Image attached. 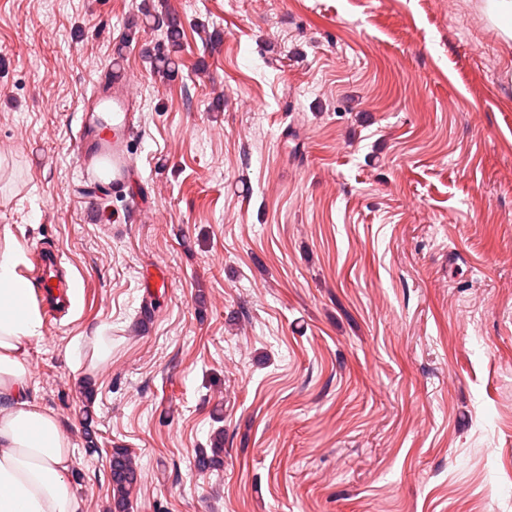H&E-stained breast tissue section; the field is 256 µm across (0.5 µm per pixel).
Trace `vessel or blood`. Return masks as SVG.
<instances>
[{
    "label": "vessel or blood",
    "instance_id": "b4317fda",
    "mask_svg": "<svg viewBox=\"0 0 512 512\" xmlns=\"http://www.w3.org/2000/svg\"><path fill=\"white\" fill-rule=\"evenodd\" d=\"M135 102L131 79L114 80L85 98L76 136L82 168L111 175L112 192L118 196L124 193L130 177V130ZM39 284L47 299L64 303L62 290L68 282L59 252H45Z\"/></svg>",
    "mask_w": 512,
    "mask_h": 512
}]
</instances>
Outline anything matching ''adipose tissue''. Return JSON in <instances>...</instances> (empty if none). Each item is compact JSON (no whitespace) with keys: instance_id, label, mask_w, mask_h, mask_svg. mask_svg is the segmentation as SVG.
<instances>
[{"instance_id":"adipose-tissue-1","label":"adipose tissue","mask_w":512,"mask_h":512,"mask_svg":"<svg viewBox=\"0 0 512 512\" xmlns=\"http://www.w3.org/2000/svg\"><path fill=\"white\" fill-rule=\"evenodd\" d=\"M23 248L0 232V512H87L70 480L74 450L30 389L29 347L42 336L32 288L17 272Z\"/></svg>"}]
</instances>
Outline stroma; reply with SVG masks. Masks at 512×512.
Instances as JSON below:
<instances>
[{"label": "stroma", "instance_id": "obj_1", "mask_svg": "<svg viewBox=\"0 0 512 512\" xmlns=\"http://www.w3.org/2000/svg\"><path fill=\"white\" fill-rule=\"evenodd\" d=\"M166 3L171 82L142 0H0V228L24 279L51 248L73 272L30 387L88 512L116 447L128 512H512V62L479 0ZM125 35L127 199L75 148ZM219 428L223 467L195 471ZM146 13L148 14H145V17L153 18L154 27L162 31L164 39L167 41L166 49H160L150 56L151 67L154 73L170 80L178 73L179 67L182 65L180 53L185 38L182 21L170 11L155 13L154 15L147 11ZM108 329L109 327L104 325L97 329L94 336H86L82 342H77L78 346L83 344L90 347V363L93 367L112 357V336L108 334ZM113 511L125 512L138 482V469L126 448H113L111 457Z\"/></svg>", "mask_w": 512, "mask_h": 512}]
</instances>
